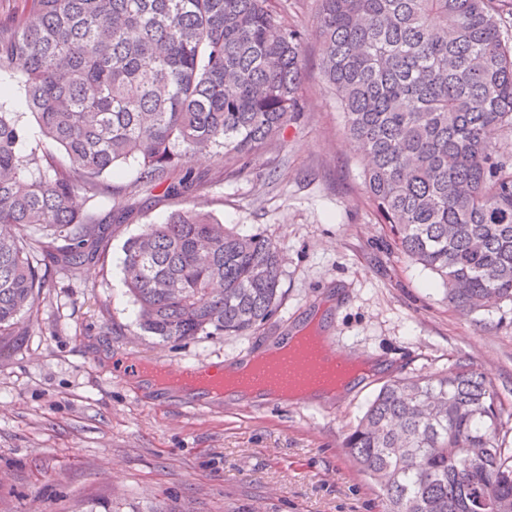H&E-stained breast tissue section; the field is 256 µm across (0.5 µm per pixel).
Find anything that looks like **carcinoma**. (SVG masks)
<instances>
[{"label": "carcinoma", "mask_w": 512, "mask_h": 512, "mask_svg": "<svg viewBox=\"0 0 512 512\" xmlns=\"http://www.w3.org/2000/svg\"><path fill=\"white\" fill-rule=\"evenodd\" d=\"M321 72L397 248L470 316L512 303V0H319ZM305 37L272 0H25L0 17V70L66 166L22 155L0 111V339L23 336L51 272L103 242L86 203L135 160L175 197L190 160L245 166L302 111ZM140 328L163 342L247 336L282 302L280 248L183 208L123 245ZM382 512H512V447L470 359L387 380L343 441Z\"/></svg>", "instance_id": "obj_1"}]
</instances>
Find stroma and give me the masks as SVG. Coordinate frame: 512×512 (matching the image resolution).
Masks as SVG:
<instances>
[{"instance_id": "obj_1", "label": "stroma", "mask_w": 512, "mask_h": 512, "mask_svg": "<svg viewBox=\"0 0 512 512\" xmlns=\"http://www.w3.org/2000/svg\"><path fill=\"white\" fill-rule=\"evenodd\" d=\"M282 24L306 34L304 110L247 167L223 154L192 159L199 189L166 197L140 184L137 162L105 174L90 201L108 243L78 275L54 271L27 335L0 342V512H380L378 492L342 443L383 381L482 358L512 442V304L460 315L435 274L395 246L365 194L364 161L349 141L320 67L318 0H274ZM20 70L0 71V110L28 127L22 154L52 152L31 114ZM133 212L115 223V203ZM196 206L281 248L282 305L251 336L162 343L139 333L122 247L172 211ZM317 323L383 371L351 397L292 401L224 414L174 391L114 377L113 359L219 363Z\"/></svg>"}]
</instances>
